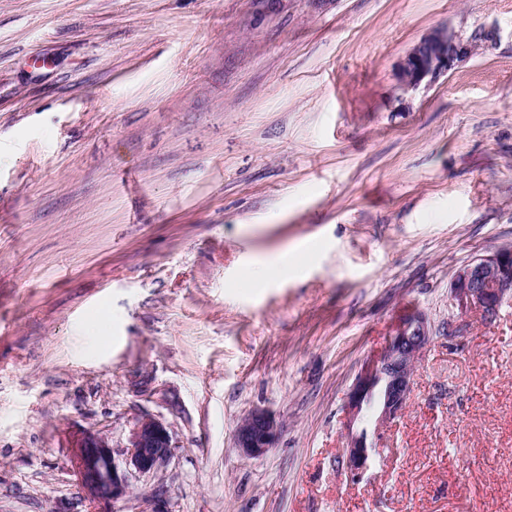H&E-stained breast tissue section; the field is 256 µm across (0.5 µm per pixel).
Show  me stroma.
I'll return each mask as SVG.
<instances>
[{
	"mask_svg": "<svg viewBox=\"0 0 512 512\" xmlns=\"http://www.w3.org/2000/svg\"><path fill=\"white\" fill-rule=\"evenodd\" d=\"M440 26L475 52L403 91ZM509 246L512 0H0V512H85L69 432L146 413L175 450L115 512H512V299L448 304ZM418 313L350 480L347 394ZM427 317L417 314L400 326L384 353L365 366L356 377L348 394L346 411L350 422L359 420L374 397H382L375 411L379 425L390 423L402 415L410 397L415 363L432 340ZM276 424L262 409L251 411L238 425L235 432L237 448L248 457L264 455L275 441ZM375 448L367 444V435L361 432L352 436L343 450L342 466H345L350 479L360 478L369 468Z\"/></svg>",
	"mask_w": 512,
	"mask_h": 512,
	"instance_id": "obj_1",
	"label": "stroma"
}]
</instances>
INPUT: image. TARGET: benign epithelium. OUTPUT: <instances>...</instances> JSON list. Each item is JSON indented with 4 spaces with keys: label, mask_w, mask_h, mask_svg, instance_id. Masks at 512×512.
I'll list each match as a JSON object with an SVG mask.
<instances>
[{
    "label": "benign epithelium",
    "mask_w": 512,
    "mask_h": 512,
    "mask_svg": "<svg viewBox=\"0 0 512 512\" xmlns=\"http://www.w3.org/2000/svg\"><path fill=\"white\" fill-rule=\"evenodd\" d=\"M475 50V44L452 29L441 26L415 44L398 64L401 88L413 91L425 81L447 74ZM512 297V247L498 249L463 265L450 286L449 304L464 313H476L482 321L496 320L504 299ZM432 340L427 317L418 314L400 326L384 353L365 366L348 394L346 411L350 421L362 416L377 385H384L375 411L378 424L402 415L410 397L415 363ZM276 424L262 410L251 411L235 432L237 448L248 457L264 455L275 441ZM69 448L72 468L92 512H106L130 493L129 470L145 476L156 473L173 455V437L167 424L150 415L137 418L127 445L118 460L109 439L97 430L80 429L71 433ZM375 448L367 435L351 437L341 457L350 479L360 478L369 468Z\"/></svg>",
    "instance_id": "benign-epithelium-1"
}]
</instances>
